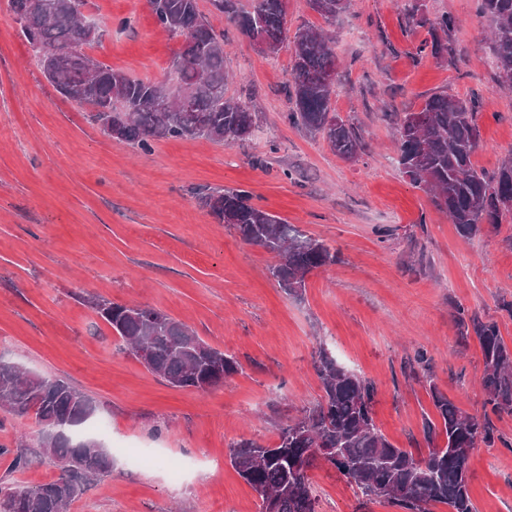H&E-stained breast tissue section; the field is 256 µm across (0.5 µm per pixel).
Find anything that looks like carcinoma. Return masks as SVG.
I'll return each instance as SVG.
<instances>
[{
    "instance_id": "1",
    "label": "carcinoma",
    "mask_w": 512,
    "mask_h": 512,
    "mask_svg": "<svg viewBox=\"0 0 512 512\" xmlns=\"http://www.w3.org/2000/svg\"><path fill=\"white\" fill-rule=\"evenodd\" d=\"M213 8L232 19L247 35L257 26L277 51L293 44L291 81L285 95L291 108L285 120L308 134L322 137L339 157L359 155L360 136L333 106L338 72L334 38L304 22L288 37L286 0H252L241 12L237 0H211ZM312 10L328 23L350 7V0H309ZM156 23L168 35L182 36V53L173 60L168 79L156 83L132 79L99 61L87 49L100 41V31L82 35L80 18L86 0H9L14 20L34 53L49 84L63 97L91 109L90 119L110 137L152 151L162 139L203 138L233 145L247 140L256 124L252 100L225 95L224 39L199 13L197 0H150ZM478 12L494 26L490 33L492 63L497 74L512 73V0H478ZM407 19L428 29L431 39L416 48L441 63L454 52L456 16L443 13L429 18L422 0H413ZM70 50L54 67L49 56ZM169 104H155L162 94ZM479 104L472 98L434 94L416 112H406L396 127L398 164L417 188L448 215L463 237L496 229L512 211V157L505 158L491 176L477 170L472 157L480 146L475 123ZM203 208L230 225L240 238L279 257L269 269L282 291L291 297L306 290L313 271L336 263L338 255L327 243L307 235L252 203L245 190L225 189L199 197ZM96 313L120 339V350L135 357L152 375L176 388L219 386L241 371L238 359L217 350L185 324L158 310L95 299ZM461 340L474 338L483 360V410L469 413L429 381L427 393L439 421L426 418L427 455L391 443L374 419V384L338 365L319 347L313 367L322 395L301 415L278 428L273 443L240 439L228 445L227 458L253 489L274 495L272 504L260 498V512H318V494L302 464L327 450L325 461L359 491L362 503H379L400 512H433L443 505L448 512H477L470 489L472 450L490 447L498 439L492 417L512 415V348L502 339L497 324L454 307ZM0 408L34 420L35 430L17 446L10 467L26 469L39 457L52 459L58 478L23 487L0 486V512H66L94 481L112 468V450L84 432L95 417L92 398L69 382L33 375L0 358Z\"/></svg>"
}]
</instances>
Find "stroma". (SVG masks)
<instances>
[{"instance_id": "stroma-1", "label": "stroma", "mask_w": 512, "mask_h": 512, "mask_svg": "<svg viewBox=\"0 0 512 512\" xmlns=\"http://www.w3.org/2000/svg\"><path fill=\"white\" fill-rule=\"evenodd\" d=\"M423 2L429 15L461 21L448 62L416 56L428 33L408 25L410 0H351L332 26L334 106L363 144L347 162L285 121L290 48L259 54L210 0L198 6L224 36L226 94L256 100L253 135L232 146L162 140L149 153L105 136L88 107L54 90L0 0V357L69 382L110 424L101 439L112 471L69 512H259L227 445L275 441L279 424L319 398L312 355L321 345L374 384L376 422L397 446L426 449L429 383L481 411V351L476 340L459 342L453 308L496 322L512 347V223L460 236L401 173L395 127L429 95L478 98L474 162L490 175L512 156V91L491 66V21L477 0ZM84 14L102 33L93 56L134 79L166 80L182 40L158 28L149 0H87ZM223 189L249 192L256 206L336 248V264L308 276L303 299L269 277L273 254L201 207L200 192ZM100 297L168 314L235 355L241 372L207 392L166 385L118 350L92 307ZM419 350L427 363L416 362ZM31 425L0 411V483L59 476L47 461L8 473ZM495 425L494 446L469 459L478 512H512V416ZM126 448L158 462L131 468ZM311 475L320 512H396L361 506L329 464Z\"/></svg>"}]
</instances>
